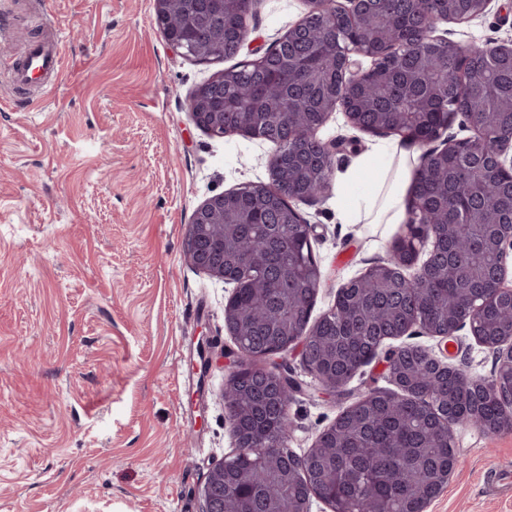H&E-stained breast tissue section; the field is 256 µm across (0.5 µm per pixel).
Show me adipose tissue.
Wrapping results in <instances>:
<instances>
[{
  "instance_id": "obj_1",
  "label": "adipose tissue",
  "mask_w": 512,
  "mask_h": 512,
  "mask_svg": "<svg viewBox=\"0 0 512 512\" xmlns=\"http://www.w3.org/2000/svg\"><path fill=\"white\" fill-rule=\"evenodd\" d=\"M376 177L370 185L355 189L340 183L344 198L342 216L347 223L358 219L372 224H400L405 219V197L411 180V157L407 150L393 146L369 162Z\"/></svg>"
}]
</instances>
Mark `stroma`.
I'll use <instances>...</instances> for the list:
<instances>
[{"label":"stroma","instance_id":"35a3bbf8","mask_svg":"<svg viewBox=\"0 0 512 512\" xmlns=\"http://www.w3.org/2000/svg\"><path fill=\"white\" fill-rule=\"evenodd\" d=\"M307 11L306 0H258L241 59L262 56ZM0 30L11 63L36 41L62 52L41 88L0 67V512H202L207 471L235 450L222 396L233 287L191 266L185 241L208 198L268 182L275 147L195 126L189 98L223 65L175 51L154 0H5ZM438 30L452 43L506 42L512 7L492 0ZM318 136L348 144L324 193L293 203L322 272L315 320L401 230L343 223L337 193L344 178H365L362 156L400 136L355 130L340 111ZM202 335L204 373L190 366ZM406 345L473 376L494 370V350L468 330L448 342L415 332L386 341L334 397L288 349L274 363L302 385L289 449L304 455L346 407L392 389L386 360ZM454 435L461 463L426 512H512V490L487 485L512 473V431L461 424Z\"/></svg>","mask_w":512,"mask_h":512}]
</instances>
